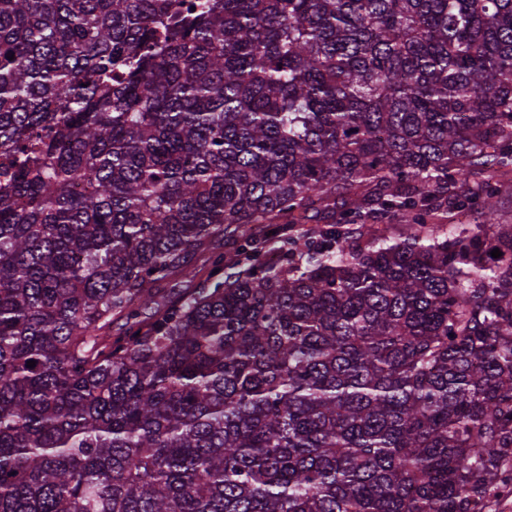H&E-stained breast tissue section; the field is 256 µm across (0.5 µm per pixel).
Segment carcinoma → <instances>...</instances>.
Here are the masks:
<instances>
[{
	"mask_svg": "<svg viewBox=\"0 0 512 512\" xmlns=\"http://www.w3.org/2000/svg\"><path fill=\"white\" fill-rule=\"evenodd\" d=\"M511 173L512 0H0V512H496Z\"/></svg>",
	"mask_w": 512,
	"mask_h": 512,
	"instance_id": "cac0c4a2",
	"label": "carcinoma"
}]
</instances>
